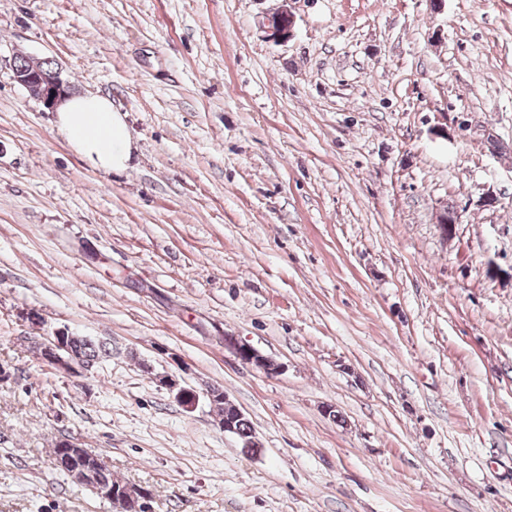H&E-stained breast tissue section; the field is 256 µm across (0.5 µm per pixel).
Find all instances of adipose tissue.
Returning a JSON list of instances; mask_svg holds the SVG:
<instances>
[{
	"label": "adipose tissue",
	"instance_id": "adipose-tissue-1",
	"mask_svg": "<svg viewBox=\"0 0 512 512\" xmlns=\"http://www.w3.org/2000/svg\"><path fill=\"white\" fill-rule=\"evenodd\" d=\"M56 125L91 168L104 172L131 168L134 139L125 115L113 108L109 98L71 95L58 107Z\"/></svg>",
	"mask_w": 512,
	"mask_h": 512
}]
</instances>
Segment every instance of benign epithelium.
<instances>
[{"instance_id":"obj_1","label":"benign epithelium","mask_w":512,"mask_h":512,"mask_svg":"<svg viewBox=\"0 0 512 512\" xmlns=\"http://www.w3.org/2000/svg\"><path fill=\"white\" fill-rule=\"evenodd\" d=\"M295 21L288 8L264 17L263 28L268 37L276 42L287 41L293 36ZM14 80L29 95L49 112L57 110L65 97L70 94V86L60 68L53 66L47 70L24 72L13 69ZM72 337L66 328H54L47 341L38 344L40 355L58 371L70 376H82L91 371V366L71 352L67 345ZM224 347L230 350L242 363L251 365L273 375L281 370V365L261 355L255 348L241 343L231 336L224 337ZM159 386L186 404L193 407L199 400L197 393H188L176 377L169 374L156 376ZM83 463L67 465L73 482L95 488L100 495L108 498L112 512H150V493L143 487L120 482L116 485L105 480L108 466L103 457L91 449L82 452Z\"/></svg>"}]
</instances>
